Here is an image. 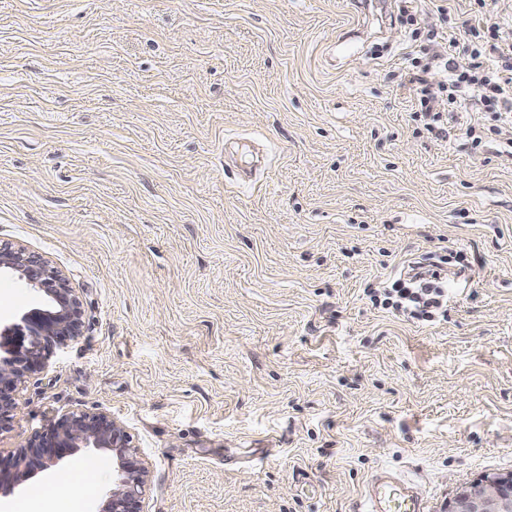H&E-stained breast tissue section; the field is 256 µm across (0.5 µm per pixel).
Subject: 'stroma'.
<instances>
[{"instance_id":"stroma-1","label":"stroma","mask_w":512,"mask_h":512,"mask_svg":"<svg viewBox=\"0 0 512 512\" xmlns=\"http://www.w3.org/2000/svg\"><path fill=\"white\" fill-rule=\"evenodd\" d=\"M0 0V244L62 271L82 334L26 374L0 455L110 414L144 512H358L372 473L430 512L512 473V141L428 129L414 59L512 0ZM487 128L474 145L468 124ZM448 317L372 306L409 262ZM43 294L0 274V321ZM84 448L0 492L21 512Z\"/></svg>"}]
</instances>
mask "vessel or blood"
<instances>
[{
	"instance_id": "1",
	"label": "vessel or blood",
	"mask_w": 512,
	"mask_h": 512,
	"mask_svg": "<svg viewBox=\"0 0 512 512\" xmlns=\"http://www.w3.org/2000/svg\"><path fill=\"white\" fill-rule=\"evenodd\" d=\"M363 500L365 512H428V505L415 493L413 482L387 468L371 475L364 487Z\"/></svg>"
}]
</instances>
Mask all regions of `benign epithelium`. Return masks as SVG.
<instances>
[{
	"label": "benign epithelium",
	"instance_id": "1",
	"mask_svg": "<svg viewBox=\"0 0 512 512\" xmlns=\"http://www.w3.org/2000/svg\"><path fill=\"white\" fill-rule=\"evenodd\" d=\"M43 291L41 307L21 316L20 322L0 328V431L8 428L19 410L16 391L25 373L45 364L56 345L81 335L82 312L73 289L49 261L23 248L0 245V272ZM78 448H97L112 456L113 487L99 512H143L142 497L148 468L124 426L104 413L70 412L51 422L9 461L0 458V488L19 485L36 469L57 464L63 454ZM443 512H512V475L486 476L464 485Z\"/></svg>",
	"mask_w": 512,
	"mask_h": 512
}]
</instances>
